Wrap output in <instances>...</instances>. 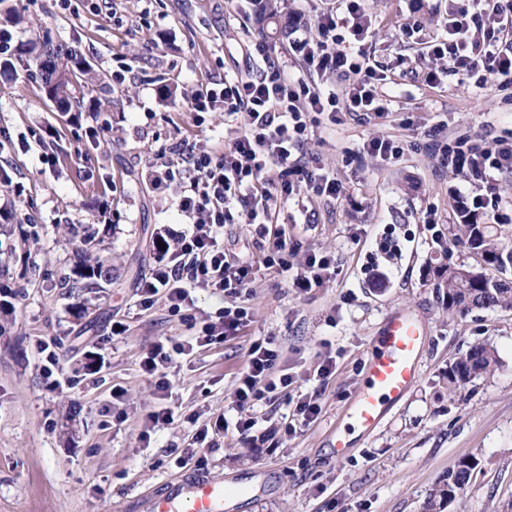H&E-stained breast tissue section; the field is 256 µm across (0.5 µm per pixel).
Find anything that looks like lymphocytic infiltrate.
<instances>
[{"label": "lymphocytic infiltrate", "instance_id": "obj_1", "mask_svg": "<svg viewBox=\"0 0 512 512\" xmlns=\"http://www.w3.org/2000/svg\"><path fill=\"white\" fill-rule=\"evenodd\" d=\"M470 4L471 0H448L441 21L444 34L429 42L426 51L427 84H439L449 63L457 71L477 74L480 83L512 87V42L500 38L502 32L512 31V0H494L492 20L480 35L471 30ZM370 26L361 0H339L337 7L316 16L312 34L295 41L302 59L298 75L284 77L279 62L267 58L259 72L200 84L187 106L199 114L223 113L224 151L187 146L178 150V166L159 156L147 163L154 186L174 189L187 229L177 236L175 251L160 258L141 283V305L151 306L162 294L177 313L193 307L196 289L211 288L224 295L217 320L204 324L199 335L182 343L157 341L142 359L141 370L153 380L157 393L169 391L168 370L180 356L234 337L248 325L246 295L261 270L275 271L300 291L319 287L331 277L334 263L326 255L311 252L300 263L289 262L278 206L303 204V197L296 194L301 186L326 200L343 194L342 185L325 167L308 165L301 158L312 113L326 115L333 124L341 112H388L391 101L379 90L384 77L363 47ZM442 152L452 168L478 186L477 194L463 195L464 204L475 211L498 208V176L512 170V134L490 144L461 135L446 143ZM273 168L278 181L270 184L265 175ZM228 224L258 225L260 236L270 243L268 253L257 260L227 256L219 240ZM298 380L296 372L281 367L273 337L251 344L232 401L238 413L235 427L243 440H250L259 425L257 401L288 390Z\"/></svg>", "mask_w": 512, "mask_h": 512}]
</instances>
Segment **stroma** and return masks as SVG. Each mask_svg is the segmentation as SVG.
I'll list each match as a JSON object with an SVG mask.
<instances>
[{"label":"stroma","instance_id":"obj_1","mask_svg":"<svg viewBox=\"0 0 512 512\" xmlns=\"http://www.w3.org/2000/svg\"><path fill=\"white\" fill-rule=\"evenodd\" d=\"M111 5L107 18L91 13L87 0L67 9L30 0L17 28L20 43L48 32L104 75L123 71L110 103L89 96L63 112L45 97L36 67L0 72V130L12 142L0 162L26 188L16 205L0 190V206L15 207L0 219V249H23L0 273V295L14 298L0 309V512H119L183 474L177 459L203 427L205 472L252 485L227 512H427L433 484L463 457L474 463L471 479L442 512H512V310H447L436 286L440 267L469 260L443 242L453 191L474 187L423 147L433 134L489 143L504 136L512 130V88L467 86L453 72L427 85L422 51L442 35L448 0H365L375 21L366 47L388 79L390 110L371 119L342 114L303 148L333 170L344 194L289 206L288 259L331 255L335 276L299 294L260 272L247 297L250 323L175 364L163 400L140 362L158 340L182 342L194 331L165 297L148 309L139 302L138 285L157 265L154 237L182 229L171 193L155 189L143 169L159 151L185 143L223 150V113L200 119L181 102L196 84L244 71L248 48L260 41L259 17L254 0ZM373 136L399 143L402 154L354 161ZM45 151L55 165L41 162ZM89 225L116 272L95 294L60 285ZM400 309L426 320L421 378L371 435L337 454L336 426L361 386L370 341ZM269 334L300 374L312 375L327 352L336 372L319 389L314 422L287 430L292 406L263 400L247 443L231 401L250 344ZM487 340L498 368L442 394L437 381L449 361ZM44 341L54 342L65 369L61 385L46 379ZM116 389L123 400H113ZM162 403L174 421L143 443L142 421Z\"/></svg>","mask_w":512,"mask_h":512}]
</instances>
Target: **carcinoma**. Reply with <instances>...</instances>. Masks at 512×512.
I'll return each mask as SVG.
<instances>
[{"label":"carcinoma","instance_id":"obj_1","mask_svg":"<svg viewBox=\"0 0 512 512\" xmlns=\"http://www.w3.org/2000/svg\"><path fill=\"white\" fill-rule=\"evenodd\" d=\"M24 18L10 0H0V23L20 25ZM259 32L273 42L288 35L297 18L282 13L276 0H265L261 8ZM20 56L28 58L42 75L46 96L62 108L80 107L88 94L103 91L105 83L94 69L74 50L46 34L37 42L20 48ZM448 241L462 246L471 254L474 275L463 281L460 266L446 264L437 287L446 289L448 309L468 312L474 309L512 308V247L504 242L501 230L489 223L480 212L456 210V223L448 225ZM63 283L78 288H96L112 283V264L98 252L77 250L70 273ZM499 355L493 344H478L448 363L439 376L438 385L453 395L467 384L495 370ZM472 470L471 460L463 458L448 468L431 488L428 509L442 507L452 496L464 491Z\"/></svg>","mask_w":512,"mask_h":512}]
</instances>
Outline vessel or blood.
<instances>
[{
  "label": "vessel or blood",
  "mask_w": 512,
  "mask_h": 512,
  "mask_svg": "<svg viewBox=\"0 0 512 512\" xmlns=\"http://www.w3.org/2000/svg\"><path fill=\"white\" fill-rule=\"evenodd\" d=\"M426 341L420 316L396 311L385 318L368 351L363 388L345 407L344 415L355 429L373 433L387 408L399 403L415 386ZM229 499L222 481L195 472L168 482L138 501L136 507L138 512H224Z\"/></svg>",
  "instance_id": "b4317fda"
}]
</instances>
